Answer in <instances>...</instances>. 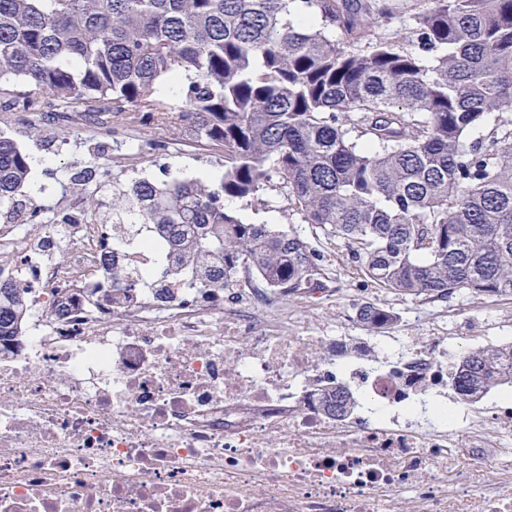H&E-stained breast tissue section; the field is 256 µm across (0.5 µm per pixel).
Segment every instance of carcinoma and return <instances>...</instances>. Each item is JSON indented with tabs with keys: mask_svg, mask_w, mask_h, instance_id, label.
<instances>
[{
	"mask_svg": "<svg viewBox=\"0 0 512 512\" xmlns=\"http://www.w3.org/2000/svg\"><path fill=\"white\" fill-rule=\"evenodd\" d=\"M55 106L116 128L167 123L224 152L217 182L97 186L112 223L154 229L162 277L171 262L201 288L241 268L270 287L313 283L305 241L224 208L274 172L379 287L512 297V0H0V110ZM490 113L496 127L467 141ZM106 151L91 148L79 177L105 172ZM30 162L0 131V205L32 217ZM27 301L0 264V339L21 332ZM393 319L359 309L371 329ZM448 383L461 403L511 387L512 344L462 353ZM352 401L338 386L325 406L342 418Z\"/></svg>",
	"mask_w": 512,
	"mask_h": 512,
	"instance_id": "cac0c4a2",
	"label": "carcinoma"
}]
</instances>
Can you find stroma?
Instances as JSON below:
<instances>
[{
    "label": "stroma",
    "mask_w": 512,
    "mask_h": 512,
    "mask_svg": "<svg viewBox=\"0 0 512 512\" xmlns=\"http://www.w3.org/2000/svg\"><path fill=\"white\" fill-rule=\"evenodd\" d=\"M0 131L12 136L34 161L25 192L40 210L43 223H50L57 209L87 206L95 194L93 186L76 188L70 181L86 161L89 146L111 140L107 126L60 109L21 116L0 112ZM122 137L124 148L113 152L106 164L118 182L159 179L163 166L180 171L186 178L203 175L216 181L224 173L223 152L193 141L181 129L143 126L123 132ZM224 206L245 222L267 224L300 236L314 249L320 284L336 291V303L328 307L326 318L352 335H367L356 310L369 302L395 313V321L382 329L386 335H415L413 320L425 311L441 317L449 336H512V299L463 291L448 300L434 301L379 288L357 272L343 240L328 237L315 225L305 223L279 179H272L254 197L225 199Z\"/></svg>",
    "instance_id": "stroma-1"
}]
</instances>
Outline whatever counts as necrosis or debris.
<instances>
[{"label": "necrosis or debris", "mask_w": 512, "mask_h": 512, "mask_svg": "<svg viewBox=\"0 0 512 512\" xmlns=\"http://www.w3.org/2000/svg\"><path fill=\"white\" fill-rule=\"evenodd\" d=\"M129 231L81 211L32 239L0 226L30 290L0 341V512H512V398L449 409L434 321L350 336L331 289L161 280ZM107 247L126 276L102 288ZM338 384L358 400L340 419ZM327 410L336 417H345L351 409L353 396L346 387L338 386L325 397Z\"/></svg>", "instance_id": "1"}]
</instances>
